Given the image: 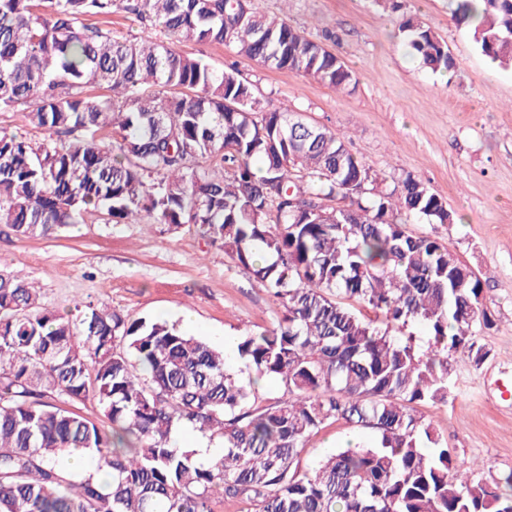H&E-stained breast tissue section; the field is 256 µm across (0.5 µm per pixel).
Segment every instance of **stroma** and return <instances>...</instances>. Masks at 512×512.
Returning a JSON list of instances; mask_svg holds the SVG:
<instances>
[{"label":"stroma","mask_w":512,"mask_h":512,"mask_svg":"<svg viewBox=\"0 0 512 512\" xmlns=\"http://www.w3.org/2000/svg\"><path fill=\"white\" fill-rule=\"evenodd\" d=\"M258 11L286 14L353 71L354 89L337 91L288 70H268L218 44H181L214 67L236 65L258 97L345 134L346 143L387 177L422 179L456 215L451 224L409 221L432 235L480 277L495 324L481 331L482 365L450 359L452 393L417 405L448 445L454 465L492 480L512 471V68L491 64L454 17L456 0H251ZM421 17L448 45L455 66L423 67L399 31L400 18ZM0 269L39 289L50 310L75 302L105 304L128 317H165L215 346L276 322V300L223 248L194 229L129 224L85 214L50 237L16 236L0 224ZM368 435L337 422L311 435L300 456L310 469Z\"/></svg>","instance_id":"stroma-1"}]
</instances>
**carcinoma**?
<instances>
[{
  "label": "carcinoma",
  "instance_id": "carcinoma-1",
  "mask_svg": "<svg viewBox=\"0 0 512 512\" xmlns=\"http://www.w3.org/2000/svg\"><path fill=\"white\" fill-rule=\"evenodd\" d=\"M118 9L164 38L87 23ZM455 16L473 21L482 55L512 66V4L457 0ZM399 30L425 67L454 68L419 16ZM182 43L224 45L334 90L354 80L321 41L240 0H0V112L22 111L43 133L0 128V223L19 237L92 210L191 224L283 315L238 337L256 374L247 382L224 350L164 319L91 303L66 318L0 272V512H212L218 495L246 512H512V471L490 482L459 471L414 409L448 400L451 353L477 367L489 356L481 279L462 278L440 239L407 232L410 219L452 223L446 201L410 174L388 186L341 133L261 101L235 66ZM358 173L365 191L353 193ZM412 324L427 328V349L391 334ZM264 378L287 397L259 404ZM62 398L96 400L111 430ZM340 420L375 443L302 469L307 439ZM183 428L222 452L198 462L173 444ZM93 450L112 485L61 462Z\"/></svg>",
  "mask_w": 512,
  "mask_h": 512
}]
</instances>
